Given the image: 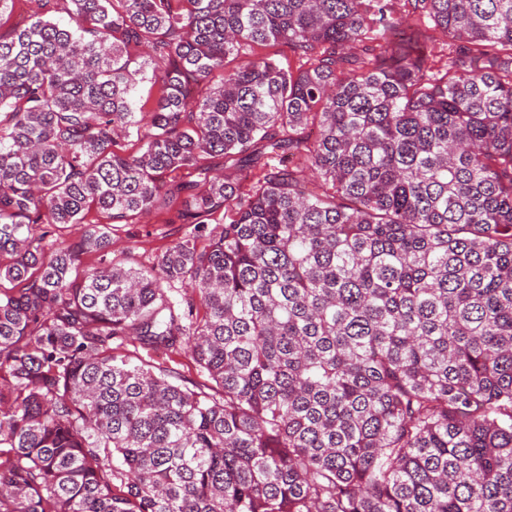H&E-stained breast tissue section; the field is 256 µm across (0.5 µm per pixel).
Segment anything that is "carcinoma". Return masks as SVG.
Wrapping results in <instances>:
<instances>
[{
  "label": "carcinoma",
  "instance_id": "1",
  "mask_svg": "<svg viewBox=\"0 0 512 512\" xmlns=\"http://www.w3.org/2000/svg\"><path fill=\"white\" fill-rule=\"evenodd\" d=\"M34 2L0 35V512H512V0ZM176 202L152 266L81 268ZM420 27L426 30L428 36L431 39V45L434 48L433 55L427 61V65L436 69L441 65H444L447 61L448 54V38L443 36L439 31L431 28L433 24L422 15L411 14L405 17V27L407 26Z\"/></svg>",
  "mask_w": 512,
  "mask_h": 512
}]
</instances>
